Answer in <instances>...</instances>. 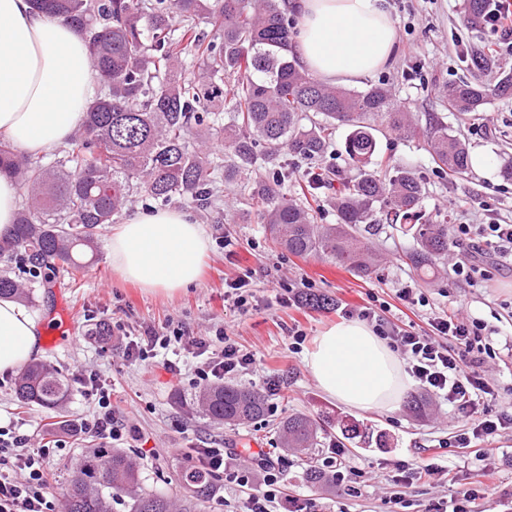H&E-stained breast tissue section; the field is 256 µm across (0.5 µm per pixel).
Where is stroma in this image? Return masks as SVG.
I'll use <instances>...</instances> for the list:
<instances>
[{
    "label": "stroma",
    "mask_w": 512,
    "mask_h": 512,
    "mask_svg": "<svg viewBox=\"0 0 512 512\" xmlns=\"http://www.w3.org/2000/svg\"><path fill=\"white\" fill-rule=\"evenodd\" d=\"M386 4L396 31L393 56L385 67L355 83V90L387 84L395 99L409 107L419 126L443 124L449 135L466 142L470 152H486L492 167L453 177L437 168L424 140L388 134L378 138V159L420 177L426 190V216L441 211L452 224L512 223V182L500 175L504 158L512 156V100L492 98L482 112L462 115L449 111L435 93L440 85L462 78L495 83L501 73L512 72V48L500 44L490 29L475 32L466 27L465 0H386ZM477 48L493 51L487 70L471 68L465 56L466 51ZM218 190L224 201L221 211L193 212L209 238L204 273L198 282L172 296L134 287L114 273L107 260L106 246L112 235L108 224L98 230L93 264L74 280L61 272L51 284L43 285L16 263L0 257V271H9L33 289L36 304L30 309L32 315L47 321L61 303L71 320L73 335L56 347L43 348L40 360L72 380L93 369L115 385L112 406L118 422L148 437L155 450L154 456L141 464L143 482L171 498L180 500L190 494L182 481L193 469L190 449L212 441L230 444L240 437L256 440L260 450L287 470L289 494L320 498L327 512H426L431 502L445 494V486L432 476L409 487L396 486L395 465L404 461L418 466L442 452L455 457V449L439 448L440 442L462 428L452 408L432 395L422 414L404 403L383 413L349 409L320 389L306 367L304 354L290 351L289 333L299 329L312 340L342 321L345 312L379 303L384 305L388 321L408 331H429L433 315L463 309L506 334L512 332V272L496 277L488 288L468 287L446 270L435 280L422 282L402 259L411 240L386 226L374 238L386 255L385 263L371 275L360 277L325 257L289 254L273 243L265 225L249 215L240 186L222 183ZM249 269L261 273L253 288L257 304L241 313L225 303L224 293L229 281ZM291 285H304L310 293L330 296L336 306L314 310L299 303L281 304L278 294ZM402 288L425 295L428 306L404 304L398 297ZM170 321L196 335L226 330L242 349L253 353L257 368L236 383L257 390L265 377H278L280 391L272 399L275 413L236 425L214 424L202 413L182 408V400L194 395L195 386L177 382L153 363L123 358L124 334L135 337L142 327ZM100 323L114 329L120 323L124 329H115L103 343L91 337ZM14 386V378L0 373V421L16 422L37 446L52 440L51 425L58 419L78 423L95 412L76 390L63 411L38 406L21 409ZM294 413L305 414L320 426L312 455L284 451L280 444L278 425ZM333 441L345 448L354 493L333 482L318 487L304 479L310 462L322 460ZM101 445L95 437L77 435L57 453L51 466V486L57 496H65L82 457ZM489 445L495 450L494 469L484 470L482 462L471 457L466 467L451 469L448 476L464 480L482 475L488 487V508L498 512L500 502L512 501V429H500ZM397 493L403 503L394 507L389 499Z\"/></svg>",
    "instance_id": "1"
}]
</instances>
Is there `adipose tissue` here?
I'll return each instance as SVG.
<instances>
[{
  "instance_id": "ef3b65f1",
  "label": "adipose tissue",
  "mask_w": 512,
  "mask_h": 512,
  "mask_svg": "<svg viewBox=\"0 0 512 512\" xmlns=\"http://www.w3.org/2000/svg\"><path fill=\"white\" fill-rule=\"evenodd\" d=\"M298 64L321 81L354 83L392 57L395 29L383 0H292ZM96 80L80 32L36 10L32 0H0V137L40 155L65 144L94 97ZM208 255L205 229L188 212H138L113 231L112 269L146 290L173 294L197 282ZM36 319L0 299V372L29 362L40 349ZM330 398L360 411H388L410 378L365 323L343 321L316 337L305 358Z\"/></svg>"
}]
</instances>
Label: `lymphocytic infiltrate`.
Wrapping results in <instances>:
<instances>
[{
    "instance_id": "lymphocytic-infiltrate-1",
    "label": "lymphocytic infiltrate",
    "mask_w": 512,
    "mask_h": 512,
    "mask_svg": "<svg viewBox=\"0 0 512 512\" xmlns=\"http://www.w3.org/2000/svg\"><path fill=\"white\" fill-rule=\"evenodd\" d=\"M450 233L456 246L470 250L467 260L451 267L453 275L469 286H484L493 280L495 269L512 262V224L494 220L454 224ZM487 245L498 256L496 265L483 260ZM357 317L371 324L376 334L406 360V371L420 390L437 395L455 409L464 427L455 435L453 447H471L475 441L492 438L500 428L512 425V416L490 409L499 397V388L489 381L487 366L496 359L498 350L485 321L446 313L433 318V332L428 335L389 324L372 306L360 309ZM181 351L197 360L191 379L196 386L234 379L256 367L254 355L244 351L226 331L217 330L211 337L192 336L183 326L170 324L161 331L147 329L142 337L125 342L123 356L131 361L158 360L172 378L179 380L184 376L177 357ZM78 383L81 396L96 408L92 419L79 424V431L108 443L123 440L126 430L115 420L111 387L93 370L82 375ZM65 446V440L58 439L53 447L34 448L29 435L20 432L16 424L0 425V512H59L48 480L52 458ZM193 459L196 471L221 476L225 482L246 489L236 512H325L319 499L288 495V477L276 464L262 460L253 467H239L231 464L217 445L195 449ZM485 497L482 484L456 482L428 512H479Z\"/></svg>"
}]
</instances>
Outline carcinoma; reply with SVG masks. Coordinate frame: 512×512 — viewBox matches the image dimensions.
Returning a JSON list of instances; mask_svg holds the SVG:
<instances>
[{"label": "carcinoma", "mask_w": 512, "mask_h": 512, "mask_svg": "<svg viewBox=\"0 0 512 512\" xmlns=\"http://www.w3.org/2000/svg\"><path fill=\"white\" fill-rule=\"evenodd\" d=\"M85 36L99 91L66 143L48 162L0 140V172L22 193L13 230L0 236V256L44 275L80 273L94 259L98 227L110 224L135 195L160 204L182 201L213 205L215 174L224 181L252 169L258 148L272 177L248 194L258 221L277 243L297 256L323 255L358 276H368L384 258L371 236L380 222L413 245L404 260L424 278L435 276L448 256V225L423 218V186L404 168L370 169L378 150L376 132L427 138L441 170L464 176L471 167L465 143L447 127L420 130L408 108L385 84L362 91L328 85L287 59L295 20L279 0H33ZM488 0H467L465 20L484 21ZM196 61L198 70L187 67ZM448 108L479 112L489 98L512 99V75L495 84L461 80L440 88ZM230 112L229 121L218 117ZM349 134L345 152L355 179L325 169L310 171L307 190L334 195L338 222L318 224L313 209L277 191L288 164L277 151L316 161L330 147L336 127ZM224 143L225 153L204 145ZM0 298L33 300L31 290L0 274ZM25 406L62 409L71 396L69 379L53 366L26 365L15 382ZM194 405L212 422L255 420L265 399L255 390L214 384L195 394ZM317 424L305 415L282 425L286 448L310 450ZM194 502L173 500L147 489L138 463L123 451L99 448L84 457L66 496L65 512H194L209 497L207 475H185Z\"/></svg>", "instance_id": "obj_1"}]
</instances>
